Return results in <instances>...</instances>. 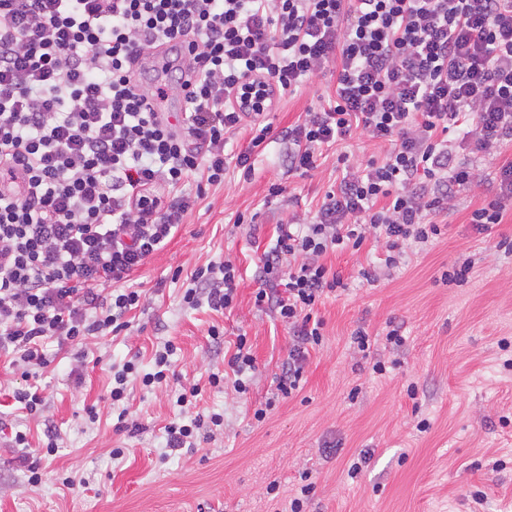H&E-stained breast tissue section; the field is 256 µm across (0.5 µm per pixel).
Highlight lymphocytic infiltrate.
I'll return each instance as SVG.
<instances>
[{"mask_svg":"<svg viewBox=\"0 0 512 512\" xmlns=\"http://www.w3.org/2000/svg\"><path fill=\"white\" fill-rule=\"evenodd\" d=\"M174 54L183 119L149 103L137 60ZM336 88L326 108L288 126V169L316 168L325 148L360 132L387 143L363 162L337 157L339 174L310 218L277 227L260 258L254 304L288 328L291 345L275 398L303 387L311 350L323 342L316 310L345 291L330 253L382 245V267L443 235L459 187H481L449 135L497 160V185L474 208L478 232L503 223L512 201V0H0V353L24 369L46 368L48 339L79 347L129 328L142 304L133 274L174 238L197 191L221 186L229 168L250 174L271 127L263 115L328 63ZM245 149L226 145L239 133ZM231 259L191 275L183 303L215 311L236 302ZM177 348L156 350L152 371L135 360L112 370L113 406L127 384H166ZM218 413L165 427L172 451L194 449ZM28 485L55 435L32 447L16 432Z\"/></svg>","mask_w":512,"mask_h":512,"instance_id":"obj_1","label":"lymphocytic infiltrate"}]
</instances>
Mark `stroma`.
I'll return each mask as SVG.
<instances>
[{
  "label": "stroma",
  "instance_id": "35a3bbf8",
  "mask_svg": "<svg viewBox=\"0 0 512 512\" xmlns=\"http://www.w3.org/2000/svg\"><path fill=\"white\" fill-rule=\"evenodd\" d=\"M335 81V65L326 66L266 122L277 132L320 109ZM287 151L281 141L256 149L250 176L229 169L223 187L198 199L172 241L132 276L130 287L143 290L146 302L130 313L128 330L90 338L82 360L69 345L48 342L50 366L27 378L0 357V512H286L305 471L316 483L306 512H512V258L492 249L500 237L512 238V220L481 234L472 228L468 217L483 190L460 189L447 232L426 250H410L404 266L381 270L374 284L356 278L367 251L326 256L350 289L318 307L325 338L310 353L302 390L254 421L289 345L274 312L254 305L259 259L277 225L315 211L336 179L335 149L303 176L289 173ZM275 184L285 188L277 197L269 194ZM241 213L249 220L239 225ZM227 255L240 275L236 307L184 306L191 273ZM467 257L475 262L469 283L442 284V270ZM390 323L407 339L397 356L385 346ZM213 326L224 332L222 348L208 336ZM360 326L372 340L366 358L350 346ZM240 333L257 366L243 396L232 385L208 384L210 373L227 370ZM168 340L177 348L175 376L154 390L130 380L127 427L117 430L111 365L134 357L140 372L151 371L157 345ZM395 357L400 366L373 374L374 361ZM193 383L201 388L197 411L222 413L224 427L194 450L167 454L164 427L183 416L176 397ZM24 384L42 394L41 415L17 412L12 393ZM92 406L94 422L86 415ZM423 418L429 428L421 433L415 425ZM49 424L59 450L42 461V483L32 487L10 441L22 431L38 445ZM115 448L124 449L122 458L112 457ZM364 450L368 463L349 478ZM62 474L81 486L63 487Z\"/></svg>",
  "mask_w": 512,
  "mask_h": 512
}]
</instances>
